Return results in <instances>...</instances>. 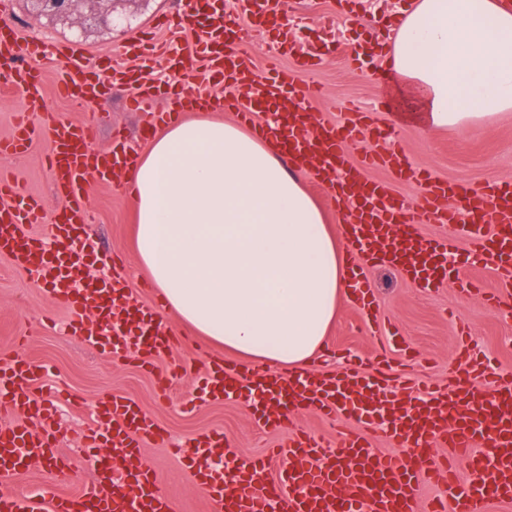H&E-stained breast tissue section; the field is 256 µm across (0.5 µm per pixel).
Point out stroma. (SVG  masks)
Returning a JSON list of instances; mask_svg holds the SVG:
<instances>
[{
    "instance_id": "obj_1",
    "label": "stroma",
    "mask_w": 512,
    "mask_h": 512,
    "mask_svg": "<svg viewBox=\"0 0 512 512\" xmlns=\"http://www.w3.org/2000/svg\"><path fill=\"white\" fill-rule=\"evenodd\" d=\"M351 2L358 14L354 20L339 17L337 0H290V18L304 24V46L326 49L322 67L310 76L321 88L313 110L315 121L336 122L348 109L364 107L370 111L371 127L393 135L416 168L439 179L473 186L512 182V112L484 118L464 133L426 129L406 112L400 85L387 67L378 63L370 70L351 69L344 52L336 48L340 40L356 45L369 32L376 14L405 7L408 0ZM178 3L149 0L136 7L130 27L111 33L82 27L76 16L67 20L34 16L24 0H5L0 13L23 37L44 36L51 43L79 48L88 62L127 67L132 59L126 48L144 30H151L154 41L161 45L192 42L191 32L153 26L156 18L177 10ZM39 65L45 75L39 102H29L11 91L0 93V138L10 134L16 113L25 111L36 119L52 112L67 123L94 119L95 140L104 148H111L120 134L129 144L140 145L149 114L128 109L129 88L106 85L103 98L88 106L57 95L54 77L59 63L55 58L41 59ZM49 147V140L36 137L26 153L9 163L21 191L45 204V222L31 227L32 233L45 238L50 235V217L64 205L55 193L47 166ZM86 206L89 222L84 232L121 260L125 287L135 304L154 308L158 294L138 263L134 210L121 185L89 181ZM363 271L386 333L369 335L361 314L349 303H341L327 336L336 353L327 357L326 369L339 370L347 358L371 354L389 361L393 374L444 387L461 369L455 349L457 327L462 324L499 372H512V313L496 312L481 296L469 298L445 285L428 291L416 288L391 266L367 264ZM69 319L65 307L53 303L43 289L13 267L8 257L0 256V358L22 353L35 363L47 365L43 397L57 399L59 393L71 394V401L59 404L58 438L61 452L71 456L80 481H88L91 471L73 451L76 434L91 425L94 406L115 393L133 398L164 429L165 441L145 442L142 453L175 512H210V507L174 454L173 444L213 431L224 433L241 457L285 444L286 434L256 428L244 402L200 400L198 379L210 360L220 356L232 366L238 362L236 356L220 354L206 343L199 349L184 346L163 356L134 354L113 360L81 337L67 333Z\"/></svg>"
}]
</instances>
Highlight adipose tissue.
Returning <instances> with one entry per match:
<instances>
[{"label": "adipose tissue", "instance_id": "obj_1", "mask_svg": "<svg viewBox=\"0 0 512 512\" xmlns=\"http://www.w3.org/2000/svg\"><path fill=\"white\" fill-rule=\"evenodd\" d=\"M391 68L432 130L512 111V0H416ZM162 314L243 361L305 371L352 286L340 231L273 145L173 119L128 174Z\"/></svg>", "mask_w": 512, "mask_h": 512}]
</instances>
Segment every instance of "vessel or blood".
<instances>
[{"instance_id": "vessel-or-blood-1", "label": "vessel or blood", "mask_w": 512, "mask_h": 512, "mask_svg": "<svg viewBox=\"0 0 512 512\" xmlns=\"http://www.w3.org/2000/svg\"><path fill=\"white\" fill-rule=\"evenodd\" d=\"M209 5L210 0H185L171 20L176 28L194 31L195 37L190 45L170 50L169 71L183 75L194 70L206 87L184 96L169 94L168 113L185 112L200 102L236 112L290 161L314 170L325 196L348 205L351 255L397 267L416 287L448 282L512 309L511 293L483 288L467 269L448 261L456 241L465 239L475 264L512 271V183L474 188L431 177L414 168L401 148L372 147L378 134L361 112L341 123L309 125L306 112L318 89L300 78L318 67L321 54L301 47L286 0H242L248 27L275 32L278 54L292 61L290 67L272 65L261 74L250 56L225 51L223 34L199 23V14ZM45 51L42 42H20L12 25L0 23V86L40 100L43 74L37 62ZM53 52L59 62V96L80 102L97 98L100 81L80 65L78 52L60 45ZM127 52L139 62L132 101L138 111L159 91L152 76L155 48L138 40ZM215 85L226 88L224 99L210 94ZM43 132L51 140L47 158L56 189L67 204L50 239L33 234L30 227L37 223L42 203L21 194L8 168L1 167L0 254L46 289L52 302L67 306L69 327L76 335L111 357L170 351L173 339L165 323L129 304L122 281L88 273L97 243L80 234L87 221L86 181H114L128 166L129 155L96 148L91 123H63L48 113L37 125L23 113L11 136L0 140V158L22 154ZM350 145L362 151L354 166L347 160ZM371 167L420 186L415 204L398 198L390 185L367 180L364 171ZM411 209L417 224L441 225L449 228V235L417 236L416 224L404 220ZM460 355L467 360V374L450 388L429 391L409 403L403 400V389L391 385L379 368L366 373L354 365L340 374L312 372L303 378L293 369L215 367L205 375V396L247 397L253 387H261L263 409L253 418L263 428L287 431L289 416L301 409L333 421L352 418L361 428L339 433L332 445L315 434L290 433L287 462L275 468L270 457H245L231 475L210 457L212 449L222 447L223 435L205 434L189 439L183 466L215 512H269L273 507L278 512H417L425 474L445 488L426 512H477L486 502L512 504V374L496 373L470 349H461ZM45 374V367L22 354L0 362V410L15 416L0 425V483L11 481L33 461L51 458L57 463L56 478L1 494L0 512H173L155 471L140 459L144 442L164 433L138 404L120 395L95 406L92 425L79 438L93 479L76 492L61 490L70 466L58 448L57 411L33 393ZM474 374L487 378V390H474ZM376 427L392 447L407 449V456L378 453L364 436ZM440 447L445 456L434 458L433 450Z\"/></svg>"}]
</instances>
